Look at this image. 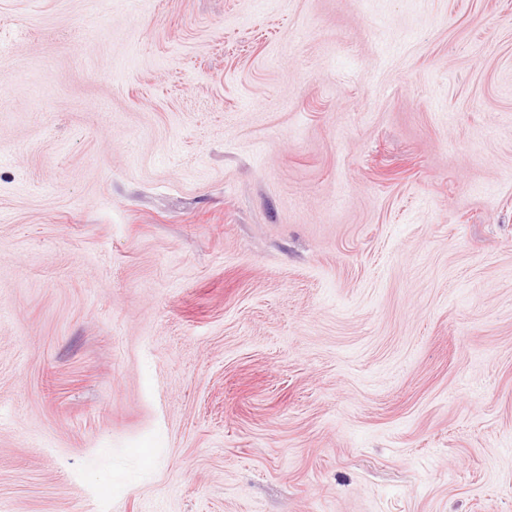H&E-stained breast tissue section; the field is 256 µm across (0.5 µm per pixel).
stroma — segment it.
Masks as SVG:
<instances>
[{"instance_id":"obj_1","label":"stroma","mask_w":512,"mask_h":512,"mask_svg":"<svg viewBox=\"0 0 512 512\" xmlns=\"http://www.w3.org/2000/svg\"><path fill=\"white\" fill-rule=\"evenodd\" d=\"M0 512H512V0H0Z\"/></svg>"}]
</instances>
